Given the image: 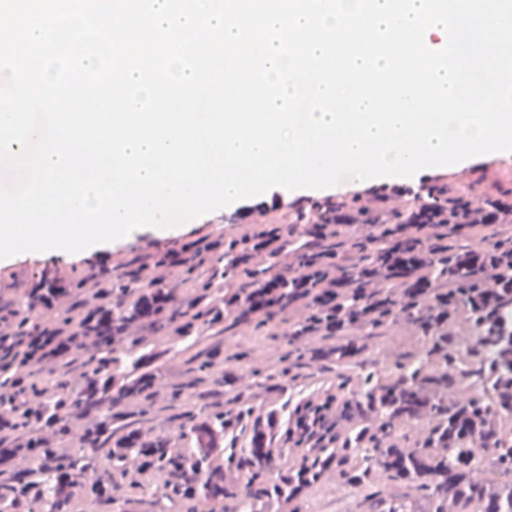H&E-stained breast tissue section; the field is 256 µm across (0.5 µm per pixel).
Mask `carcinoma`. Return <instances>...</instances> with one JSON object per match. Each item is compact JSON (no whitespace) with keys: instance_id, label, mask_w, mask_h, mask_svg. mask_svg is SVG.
Instances as JSON below:
<instances>
[{"instance_id":"1","label":"carcinoma","mask_w":512,"mask_h":512,"mask_svg":"<svg viewBox=\"0 0 512 512\" xmlns=\"http://www.w3.org/2000/svg\"><path fill=\"white\" fill-rule=\"evenodd\" d=\"M511 198L510 165L274 208L181 245L176 265L134 248L115 268H71L60 298L52 270L37 273L0 300V448L32 461L22 476L0 466V512H22L29 486L44 512H302L329 474L366 499L382 483L392 497L414 490L423 512L450 499L456 512H512V262L465 261L512 256ZM273 283L275 300L254 307ZM494 288L495 310L475 302ZM150 294L164 304L147 316ZM396 330L413 348L376 355L373 339ZM259 332L286 346L274 366H252V349L224 354L226 337ZM34 336L66 338L65 353L31 352ZM305 368L336 372V389L289 401L267 427L254 390L280 397ZM473 414L483 429L448 440ZM203 421L224 435L222 466L199 452ZM263 436L301 456L267 461Z\"/></svg>"}]
</instances>
